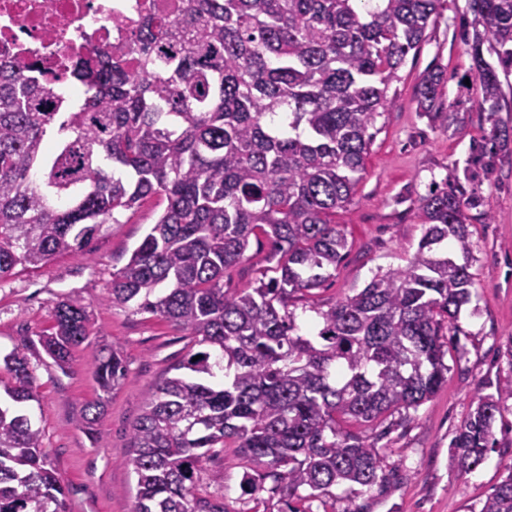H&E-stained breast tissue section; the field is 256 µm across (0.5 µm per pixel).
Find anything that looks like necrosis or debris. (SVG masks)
<instances>
[{"instance_id": "obj_1", "label": "necrosis or debris", "mask_w": 512, "mask_h": 512, "mask_svg": "<svg viewBox=\"0 0 512 512\" xmlns=\"http://www.w3.org/2000/svg\"><path fill=\"white\" fill-rule=\"evenodd\" d=\"M173 0H0V58L63 72L101 44L120 48L146 9L165 13Z\"/></svg>"}]
</instances>
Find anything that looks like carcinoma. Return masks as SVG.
<instances>
[{"instance_id":"cac0c4a2","label":"carcinoma","mask_w":512,"mask_h":512,"mask_svg":"<svg viewBox=\"0 0 512 512\" xmlns=\"http://www.w3.org/2000/svg\"><path fill=\"white\" fill-rule=\"evenodd\" d=\"M443 0H181L149 11L125 55L96 47L73 64L92 93L74 108L58 77L0 62V280L86 248L105 224L159 196L166 207L112 273L109 297L173 323L193 339L131 433L133 512H225L197 494L214 448L253 465L300 500L384 482L381 449L343 422L373 423L417 408L448 379L442 330L470 302L467 211L483 205L470 179L419 198L425 231L404 269L376 275L298 333L288 298L321 286L349 248L334 223L365 172L377 119L405 58L426 39ZM459 38L490 129L491 155L509 143L501 77L512 73V0H468ZM494 54L493 66L484 53ZM445 71L427 70L419 111L448 122ZM262 235L275 264L224 291V272ZM77 298L55 302L38 334L62 370L90 349L101 392L88 431L124 377L119 348L89 340ZM200 359L193 360V357ZM0 404V512H65V487L22 404L34 371L15 348ZM481 395L455 435L460 471L479 466L502 395ZM480 512H512V476Z\"/></svg>"}]
</instances>
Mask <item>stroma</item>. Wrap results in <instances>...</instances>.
<instances>
[{
  "label": "stroma",
  "instance_id": "35a3bbf8",
  "mask_svg": "<svg viewBox=\"0 0 512 512\" xmlns=\"http://www.w3.org/2000/svg\"><path fill=\"white\" fill-rule=\"evenodd\" d=\"M466 0H444L418 52L409 53L390 92L394 103L378 118L366 170L350 205L335 220L350 247L331 276L288 303L299 329L364 288L376 274L404 268L413 260L425 226L417 200L445 179L471 175L484 199L469 210L471 267L475 286L454 330L456 349L445 361L448 381L418 408L383 424L365 425L368 442L382 448L385 481L361 494L334 489L332 496L301 503L302 512H479L495 486L512 476V397L499 403L494 444L484 462L460 473L451 441L474 408L476 397L512 383V144L499 151L492 168L477 160L489 129L465 83L472 58L460 41L456 19ZM444 69V102L452 117L433 124L417 109L421 75ZM166 206L148 199L105 225L89 247L73 250L36 269H16L0 281V352L24 349L35 374L28 409L42 430L43 451L68 493L66 512H132L136 477L126 460L132 428L170 368L192 349L190 337L171 322L112 303L107 288ZM266 238L252 240L247 258L224 274V289L247 287L268 265ZM74 296L91 319L92 343L119 347L124 378L86 432L81 417L100 391L88 351L73 350L68 369H59L37 342L54 323L58 298ZM253 471L234 449L221 448L204 464L197 491L223 503L226 512H281L285 491L243 494Z\"/></svg>",
  "mask_w": 512,
  "mask_h": 512
}]
</instances>
